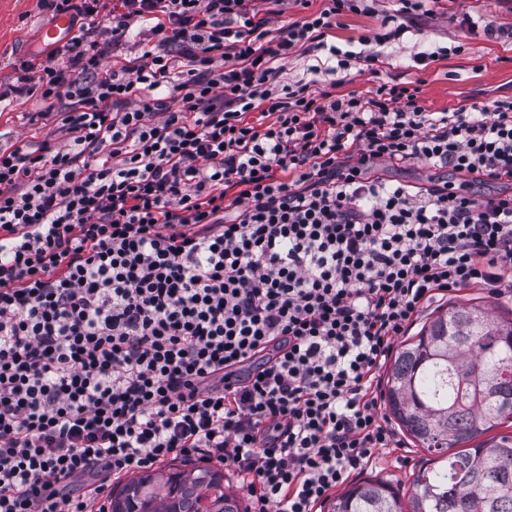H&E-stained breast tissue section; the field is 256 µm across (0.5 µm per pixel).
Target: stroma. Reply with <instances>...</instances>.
Masks as SVG:
<instances>
[{
    "mask_svg": "<svg viewBox=\"0 0 512 512\" xmlns=\"http://www.w3.org/2000/svg\"><path fill=\"white\" fill-rule=\"evenodd\" d=\"M395 7L394 0H376L373 11L339 16L334 42L342 51L353 52L348 68L316 74L312 68L324 63V52L297 51L284 62L281 83L315 78L322 89L341 97L353 91L367 92L379 79L395 76L404 82L420 83L423 105L431 112H455L475 103L489 105L512 97V0H438L433 14L419 19L400 42L365 43V36L371 35ZM465 12L477 22L478 34L460 27L459 19ZM51 22V16L38 8L37 0H0V84L10 81L18 59L46 48L41 32ZM360 51L377 55L374 69L360 64L356 58ZM431 51L436 54L432 60L427 57ZM39 109L35 100H20L0 113V148L25 146L33 151L48 139L56 120L50 116L32 124L30 115ZM377 172L393 184L429 186L445 182L479 197L512 194V180L476 179L421 162H386ZM468 302L488 305L503 318L512 317L511 294L493 296L478 286L460 288L425 308L398 336V343L411 341L437 309ZM382 420L392 432V443L378 450L372 464L352 472L350 479L355 482L378 477L409 487L413 473L430 454L401 430L390 413H383Z\"/></svg>",
    "mask_w": 512,
    "mask_h": 512,
    "instance_id": "obj_1",
    "label": "stroma"
}]
</instances>
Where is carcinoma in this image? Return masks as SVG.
I'll return each instance as SVG.
<instances>
[{"label":"carcinoma","mask_w":512,"mask_h":512,"mask_svg":"<svg viewBox=\"0 0 512 512\" xmlns=\"http://www.w3.org/2000/svg\"><path fill=\"white\" fill-rule=\"evenodd\" d=\"M387 386L391 413L434 459L413 473L409 496L387 481L362 480L334 498L330 512H512V435L486 437L512 419V318L480 304L448 305L398 349ZM191 475L195 512H247L224 474L205 466L156 482L132 478L112 498V512H177Z\"/></svg>","instance_id":"cac0c4a2"}]
</instances>
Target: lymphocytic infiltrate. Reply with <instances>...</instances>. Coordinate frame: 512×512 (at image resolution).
<instances>
[{
    "label": "lymphocytic infiltrate",
    "instance_id": "lymphocytic-infiltrate-1",
    "mask_svg": "<svg viewBox=\"0 0 512 512\" xmlns=\"http://www.w3.org/2000/svg\"><path fill=\"white\" fill-rule=\"evenodd\" d=\"M41 0L78 31L20 60L64 139L0 150V512H107L112 477L231 465L314 512L389 447L376 371L434 295L512 288V195L390 184L384 162L512 179V98L279 83L364 0ZM142 56L104 59L133 27ZM323 1L324 0H310V5L306 9L301 6H295L294 4L288 5V9H286L282 15L275 16L276 22L272 25V29H277L288 22H293L313 14L324 6L326 2Z\"/></svg>",
    "mask_w": 512,
    "mask_h": 512
}]
</instances>
